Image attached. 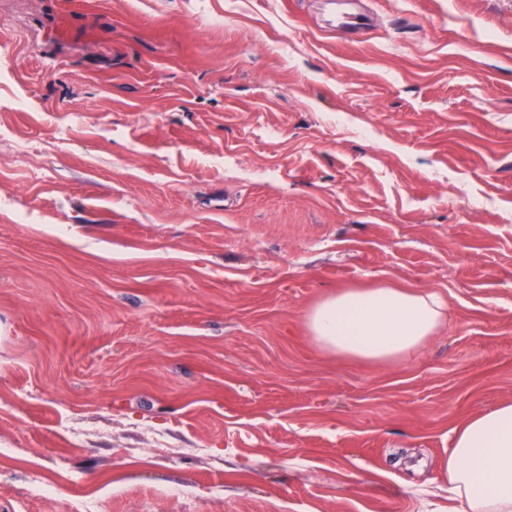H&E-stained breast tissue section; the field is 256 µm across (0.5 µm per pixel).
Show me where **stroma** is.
<instances>
[{"instance_id":"35a3bbf8","label":"stroma","mask_w":512,"mask_h":512,"mask_svg":"<svg viewBox=\"0 0 512 512\" xmlns=\"http://www.w3.org/2000/svg\"><path fill=\"white\" fill-rule=\"evenodd\" d=\"M362 5L0 0V512H448L512 401V0ZM390 281L418 356L312 341ZM446 305L410 287L339 288L310 306L304 320L324 351L353 360L406 362L440 332Z\"/></svg>"}]
</instances>
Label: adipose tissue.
<instances>
[{"mask_svg": "<svg viewBox=\"0 0 512 512\" xmlns=\"http://www.w3.org/2000/svg\"><path fill=\"white\" fill-rule=\"evenodd\" d=\"M312 340L353 360L405 362L440 332L438 293L410 287L339 288L304 314ZM456 512H512V402L468 418L455 432L440 474Z\"/></svg>", "mask_w": 512, "mask_h": 512, "instance_id": "obj_1", "label": "adipose tissue"}]
</instances>
